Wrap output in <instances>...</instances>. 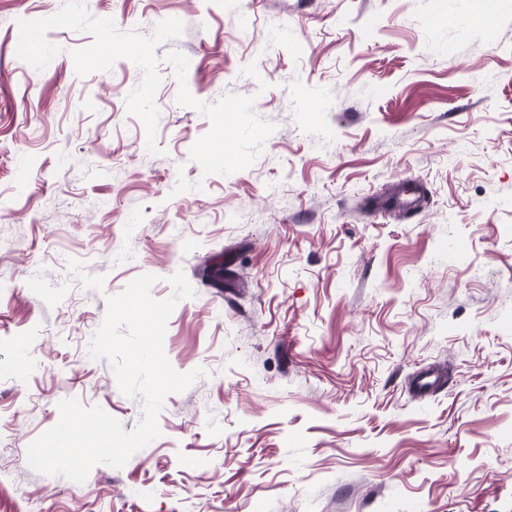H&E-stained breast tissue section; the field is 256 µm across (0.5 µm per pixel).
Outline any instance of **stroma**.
I'll return each mask as SVG.
<instances>
[{
  "mask_svg": "<svg viewBox=\"0 0 512 512\" xmlns=\"http://www.w3.org/2000/svg\"><path fill=\"white\" fill-rule=\"evenodd\" d=\"M398 192L412 213L379 208ZM179 271L164 352L205 376L124 467L33 471L62 400L137 427L89 344L108 297ZM23 506L512 512V0H0V512Z\"/></svg>",
  "mask_w": 512,
  "mask_h": 512,
  "instance_id": "stroma-1",
  "label": "stroma"
}]
</instances>
